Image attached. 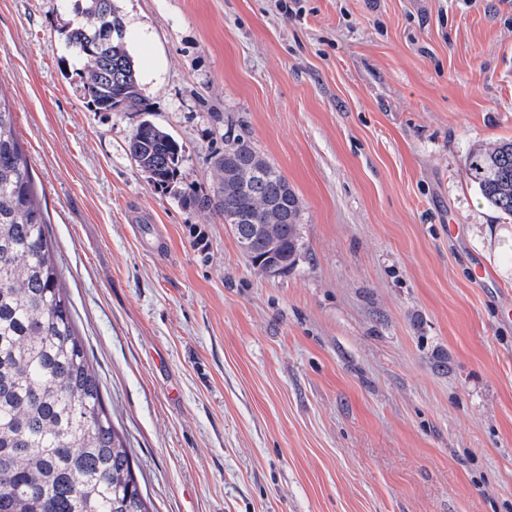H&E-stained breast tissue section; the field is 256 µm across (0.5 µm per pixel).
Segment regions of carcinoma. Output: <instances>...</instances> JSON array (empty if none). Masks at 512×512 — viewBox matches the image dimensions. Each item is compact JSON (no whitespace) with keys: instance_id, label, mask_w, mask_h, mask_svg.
Returning a JSON list of instances; mask_svg holds the SVG:
<instances>
[{"instance_id":"cac0c4a2","label":"carcinoma","mask_w":512,"mask_h":512,"mask_svg":"<svg viewBox=\"0 0 512 512\" xmlns=\"http://www.w3.org/2000/svg\"><path fill=\"white\" fill-rule=\"evenodd\" d=\"M83 23L66 36L87 105L139 116L128 153L154 188L183 206L223 219L248 212L235 239L270 224L288 260L299 244L302 206L277 168L239 180L260 156L231 153L243 139L225 131L213 162L215 185L180 187L185 148L145 118L148 109L122 16L112 0H75ZM112 63V78L104 74ZM466 178L512 217V140L473 151ZM0 512H150L131 456L105 408L101 383L78 335L48 218L37 201L31 163L17 138L15 112L0 90Z\"/></svg>"}]
</instances>
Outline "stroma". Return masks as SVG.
Wrapping results in <instances>:
<instances>
[{"instance_id": "1", "label": "stroma", "mask_w": 512, "mask_h": 512, "mask_svg": "<svg viewBox=\"0 0 512 512\" xmlns=\"http://www.w3.org/2000/svg\"><path fill=\"white\" fill-rule=\"evenodd\" d=\"M116 0L149 118L210 186L226 128L302 204L257 273L86 103L70 0H0L76 329L153 512H512V217L464 176L512 139V0Z\"/></svg>"}]
</instances>
